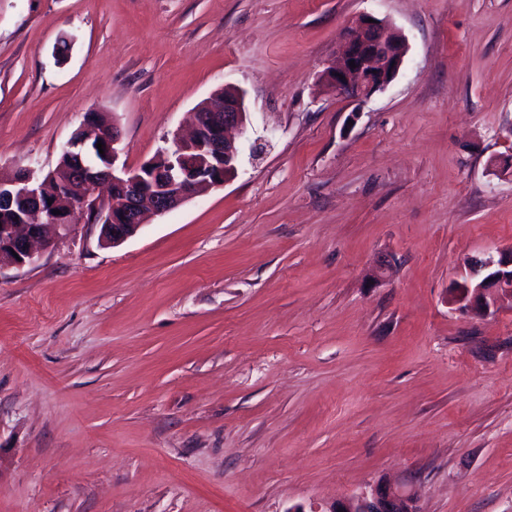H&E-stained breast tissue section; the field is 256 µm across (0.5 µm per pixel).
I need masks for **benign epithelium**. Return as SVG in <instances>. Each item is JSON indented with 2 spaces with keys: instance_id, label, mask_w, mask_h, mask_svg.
I'll return each instance as SVG.
<instances>
[{
  "instance_id": "benign-epithelium-1",
  "label": "benign epithelium",
  "mask_w": 512,
  "mask_h": 512,
  "mask_svg": "<svg viewBox=\"0 0 512 512\" xmlns=\"http://www.w3.org/2000/svg\"><path fill=\"white\" fill-rule=\"evenodd\" d=\"M358 18L346 30L336 64L321 82L357 101L388 86L399 74L408 53L405 37L383 19ZM355 67H350L349 62ZM101 113L85 115L62 151L70 164L58 165L41 176L29 168L0 176V206L13 223L0 224V268L23 267L35 261L36 248L45 250L53 238L68 236L78 216L94 224L104 213L112 223L101 225V242L116 246L137 234L149 216H160L200 193L224 185L237 171L240 149L231 131L244 132L245 93L235 86L220 89L215 98L198 104L193 135L162 148L136 169L119 168L121 132L100 121ZM102 143L96 166L83 162ZM457 308L491 314L512 305V246L483 252L469 260L462 293L450 300ZM327 512H418L413 495L388 485L369 493L347 496Z\"/></svg>"
}]
</instances>
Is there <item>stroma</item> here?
I'll use <instances>...</instances> for the list:
<instances>
[{
  "instance_id": "1",
  "label": "stroma",
  "mask_w": 512,
  "mask_h": 512,
  "mask_svg": "<svg viewBox=\"0 0 512 512\" xmlns=\"http://www.w3.org/2000/svg\"><path fill=\"white\" fill-rule=\"evenodd\" d=\"M363 14L409 51L359 102L320 75ZM227 85L224 186L0 269V512H512V308L449 302L512 246V0H0V173L94 111L137 168ZM419 512L413 495L402 486L388 485L343 498L326 512Z\"/></svg>"
}]
</instances>
